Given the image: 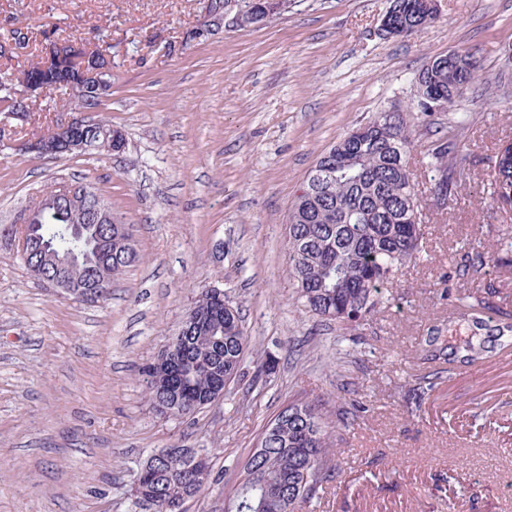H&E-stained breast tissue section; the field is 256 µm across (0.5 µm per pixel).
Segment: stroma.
Segmentation results:
<instances>
[{
	"label": "stroma",
	"instance_id": "stroma-1",
	"mask_svg": "<svg viewBox=\"0 0 512 512\" xmlns=\"http://www.w3.org/2000/svg\"><path fill=\"white\" fill-rule=\"evenodd\" d=\"M388 0H291L272 21L198 36L207 0H0V41L19 62L56 40L112 45L98 108L124 152L37 157L0 145V224L47 186L90 185L129 225L140 260L107 299L49 288L0 239V512H139L143 462L205 450L214 482L184 512H219L259 434L289 401L318 398L336 424L339 473L304 512H512V352L411 390L448 346L454 298L495 285L512 309V210L486 208L491 165L512 140V0H440L405 38L377 34ZM468 51L479 79L456 106L422 115L415 79ZM403 110L413 154L455 130L464 155L448 206L428 179L426 251L387 308L360 326L302 310L288 264V215L318 160L376 113ZM484 238L500 268L446 280ZM237 308L249 343L223 396L156 415L144 368L206 288ZM266 361L268 374L256 375Z\"/></svg>",
	"mask_w": 512,
	"mask_h": 512
}]
</instances>
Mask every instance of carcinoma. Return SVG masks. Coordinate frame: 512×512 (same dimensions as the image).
Returning a JSON list of instances; mask_svg holds the SVG:
<instances>
[{
	"mask_svg": "<svg viewBox=\"0 0 512 512\" xmlns=\"http://www.w3.org/2000/svg\"><path fill=\"white\" fill-rule=\"evenodd\" d=\"M390 6L399 24L414 31L422 27L425 17L419 0H393ZM478 71L477 60L466 51L453 52L449 64L432 60L418 76L415 107L428 115L430 105L439 98L454 107L457 100L448 90V78L470 87ZM74 76L72 69L42 74L44 88L68 95L66 111L80 105L72 93ZM367 126L364 138L347 135L317 162L311 174L324 176V182L315 188L306 180L288 216L291 275L301 306L314 316L358 326L388 302L383 289L396 272L420 258L425 223L415 191L410 127L403 117L386 112L378 113ZM455 151L456 140L441 136L418 161L440 191L448 190V161ZM489 186L493 203L512 192V160L499 166L498 177ZM55 192L53 185L46 188L36 205L34 223L26 234V267L64 264L63 271L74 286L70 294L89 299L95 291L86 271L100 269L113 278L137 263L139 255L133 245L114 242L109 225L82 223L79 207L69 211L53 207ZM497 262L492 247L479 239L450 267L449 274L466 279ZM455 307L457 317L478 330L485 327L483 315L494 312L508 319L498 329L499 335L512 332V313L490 305L483 295L460 299ZM188 313L202 320L189 335L175 338L172 347L182 351L179 374L185 377L189 393L179 387L164 356L145 370L149 402L163 416H178L181 407L190 415L194 401L200 407L211 403L220 397L224 376L241 370L246 337L238 310L227 312L224 299L207 288ZM485 353L483 345L468 342L450 350L443 362L451 374L461 366L479 363ZM257 447L263 449L259 460L244 464L242 471L256 468L258 483H238L227 494L236 512H300L325 491L335 471V456L340 454L316 400H299L281 408L263 430ZM311 470L317 471V478L304 480ZM212 481L207 455L193 448H170L143 475V490L134 491V504L140 506L144 495L154 496L155 512H183L185 502L200 496Z\"/></svg>",
	"mask_w": 512,
	"mask_h": 512,
	"instance_id": "obj_1",
	"label": "carcinoma"
}]
</instances>
